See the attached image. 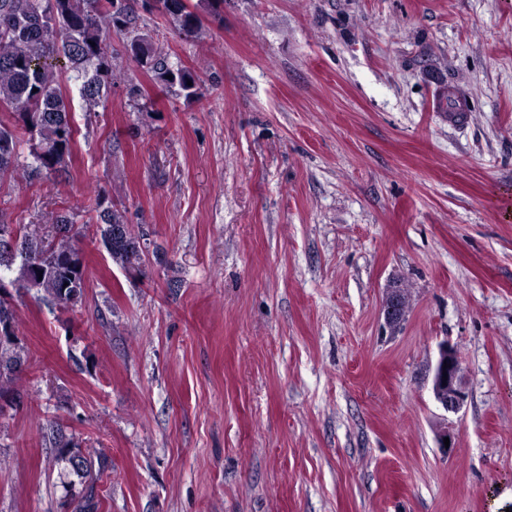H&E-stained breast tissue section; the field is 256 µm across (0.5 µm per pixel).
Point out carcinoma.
Wrapping results in <instances>:
<instances>
[{
    "label": "carcinoma",
    "instance_id": "1",
    "mask_svg": "<svg viewBox=\"0 0 512 512\" xmlns=\"http://www.w3.org/2000/svg\"><path fill=\"white\" fill-rule=\"evenodd\" d=\"M142 8L171 17L179 34L194 38L201 28L199 11L219 16L224 0H199L193 7L187 0H143ZM114 33L125 38L131 58L153 74L159 88L187 100L202 95L195 73L171 65L134 7L122 0H0V180L19 177L33 185L61 171L71 154L75 129L59 76L64 69L72 73L84 110L95 111L118 79L110 43ZM24 144L29 146L30 162L21 160ZM87 212L92 217L80 231L66 207L39 224H10L0 217V231L18 235L15 254L0 257V325H7L13 336L0 342V400L7 405L16 401L14 384L26 364L12 291H33L48 306L76 307L86 283L78 245L82 238L95 240L120 268L141 271L145 253L135 250V244L147 240L145 225L130 224L126 210L106 204L98 195L90 199ZM44 264L52 266L54 274L41 279ZM48 428L58 457L79 478L77 483H64V503L76 504L75 512H99L100 499L88 481L93 457L83 453L79 441L57 422H49ZM74 451L80 454L77 465L70 457Z\"/></svg>",
    "mask_w": 512,
    "mask_h": 512
}]
</instances>
